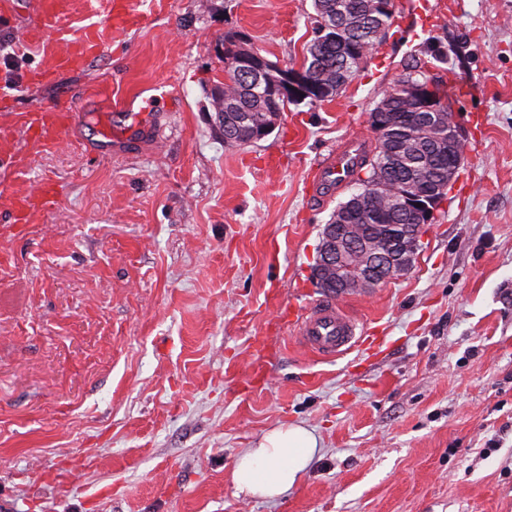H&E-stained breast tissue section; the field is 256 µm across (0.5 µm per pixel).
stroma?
Instances as JSON below:
<instances>
[{
    "mask_svg": "<svg viewBox=\"0 0 512 512\" xmlns=\"http://www.w3.org/2000/svg\"><path fill=\"white\" fill-rule=\"evenodd\" d=\"M0 20L12 123L65 103L64 146L19 148L0 189L55 182L57 205L0 238V512H512V0H395L398 25L334 101L289 106L229 147L214 123L218 46L239 33L300 63L312 0H69L103 52L34 84L49 47ZM430 64L464 162L422 229L412 268L361 294L379 353L324 359L273 313L324 299L311 267L354 192L319 200L306 170L369 114L411 55ZM133 105L135 115L118 117ZM274 356L249 379L254 337ZM300 425L318 453L265 500L232 470L265 434ZM139 14L135 8V2L131 0H114L110 2L109 21L114 23L128 24L138 21Z\"/></svg>",
    "mask_w": 512,
    "mask_h": 512,
    "instance_id": "obj_1",
    "label": "stroma"
}]
</instances>
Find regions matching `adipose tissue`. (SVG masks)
I'll list each match as a JSON object with an SVG mask.
<instances>
[{
  "label": "adipose tissue",
  "mask_w": 512,
  "mask_h": 512,
  "mask_svg": "<svg viewBox=\"0 0 512 512\" xmlns=\"http://www.w3.org/2000/svg\"><path fill=\"white\" fill-rule=\"evenodd\" d=\"M316 449L315 436L302 426L273 430L258 447L237 459L232 481L239 492L264 499L277 498L299 481Z\"/></svg>",
  "instance_id": "obj_1"
}]
</instances>
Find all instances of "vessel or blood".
<instances>
[{"instance_id":"vessel-or-blood-1","label":"vessel or blood","mask_w":512,"mask_h":512,"mask_svg":"<svg viewBox=\"0 0 512 512\" xmlns=\"http://www.w3.org/2000/svg\"><path fill=\"white\" fill-rule=\"evenodd\" d=\"M34 23L26 25L20 38L24 44L57 46L52 69L32 75L35 83L53 80L57 72L82 69L86 61L102 50L103 42L96 28H84L69 34L66 0H34ZM74 123L72 108L40 107L24 116L21 126L0 124V160L10 161L18 143L33 149H52L62 144ZM365 142L351 137L344 140L335 153L314 164L308 173L315 184L316 198H324L338 189L348 177L347 171ZM58 191L54 182H41L34 190L6 198L14 228L30 223L34 214L48 210L56 202ZM292 323L302 344L317 355L333 358L351 349L379 347L381 339L347 307L333 301H316L294 311Z\"/></svg>"}]
</instances>
